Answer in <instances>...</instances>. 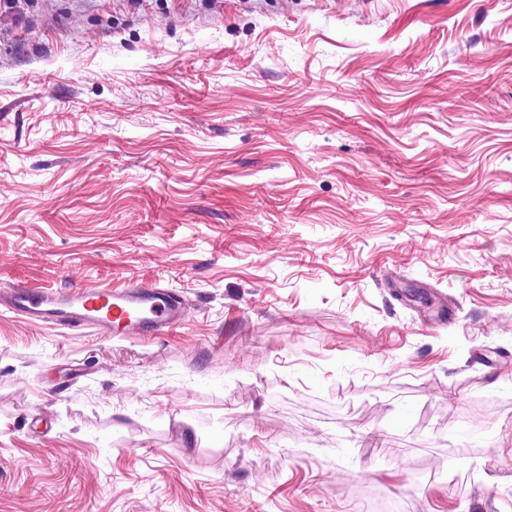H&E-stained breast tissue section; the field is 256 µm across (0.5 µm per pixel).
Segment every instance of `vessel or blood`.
I'll list each match as a JSON object with an SVG mask.
<instances>
[{
  "instance_id": "obj_1",
  "label": "vessel or blood",
  "mask_w": 512,
  "mask_h": 512,
  "mask_svg": "<svg viewBox=\"0 0 512 512\" xmlns=\"http://www.w3.org/2000/svg\"><path fill=\"white\" fill-rule=\"evenodd\" d=\"M0 306L17 317L72 333L132 339L168 335L185 319L181 296L157 280L125 288L81 285L65 294L14 285L0 289Z\"/></svg>"
}]
</instances>
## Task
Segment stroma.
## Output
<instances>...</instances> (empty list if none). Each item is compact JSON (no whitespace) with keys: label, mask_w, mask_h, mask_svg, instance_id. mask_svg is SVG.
<instances>
[{"label":"stroma","mask_w":512,"mask_h":512,"mask_svg":"<svg viewBox=\"0 0 512 512\" xmlns=\"http://www.w3.org/2000/svg\"><path fill=\"white\" fill-rule=\"evenodd\" d=\"M0 512H512V0L0 11ZM0 305L17 317L68 332L132 339L168 335L185 319L181 296L159 280L113 289L81 285L67 294L56 288L13 285L0 289Z\"/></svg>","instance_id":"35a3bbf8"}]
</instances>
